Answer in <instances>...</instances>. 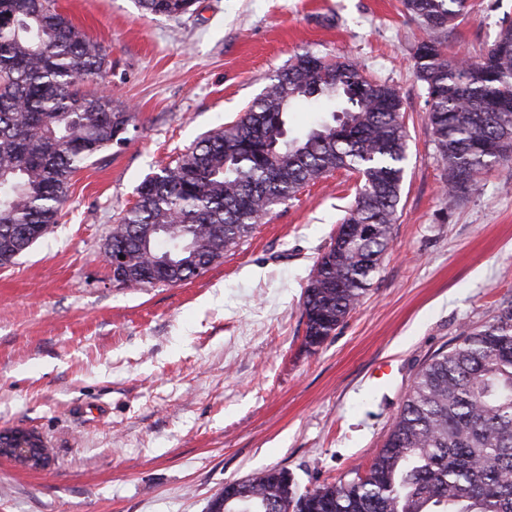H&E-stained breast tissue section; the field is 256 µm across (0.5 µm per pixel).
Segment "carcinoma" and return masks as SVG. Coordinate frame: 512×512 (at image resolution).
Returning a JSON list of instances; mask_svg holds the SVG:
<instances>
[{
    "label": "carcinoma",
    "mask_w": 512,
    "mask_h": 512,
    "mask_svg": "<svg viewBox=\"0 0 512 512\" xmlns=\"http://www.w3.org/2000/svg\"><path fill=\"white\" fill-rule=\"evenodd\" d=\"M195 0H138L176 17ZM468 0H403L427 33L413 68L427 92V121L445 163L448 206L479 190L487 168L511 163L489 150L512 141V21L467 60L443 35ZM294 56L240 118L204 136L173 165L147 176L112 226L129 274L122 288L175 285L203 275L274 208L338 170L357 175L354 204L317 259L304 291L305 343L318 347L361 302L392 239L406 160L400 92L354 61L310 65ZM111 62L52 0H0V268L58 223L72 176L124 141L131 114L85 89ZM302 105L324 118L293 135ZM156 224L191 250L156 276ZM224 512H512V303L418 372L369 469L301 491L283 469L233 482Z\"/></svg>",
    "instance_id": "obj_1"
}]
</instances>
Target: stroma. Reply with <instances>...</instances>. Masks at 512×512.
<instances>
[{"label":"stroma","mask_w":512,"mask_h":512,"mask_svg":"<svg viewBox=\"0 0 512 512\" xmlns=\"http://www.w3.org/2000/svg\"><path fill=\"white\" fill-rule=\"evenodd\" d=\"M449 54L496 39L512 0H470ZM108 52L123 144L80 169L53 231L0 269V430L38 432L30 471L0 458V512H206L225 483L282 468L300 489L365 472L421 366L512 301V166L444 200L445 165L403 0H56ZM349 58L394 85L407 159L392 242L362 303L320 346L303 293L354 200L337 171L275 207L204 275L119 288L113 224L148 174L231 125L294 55ZM195 0H138L139 7L152 15L176 17L185 13Z\"/></svg>","instance_id":"1"}]
</instances>
